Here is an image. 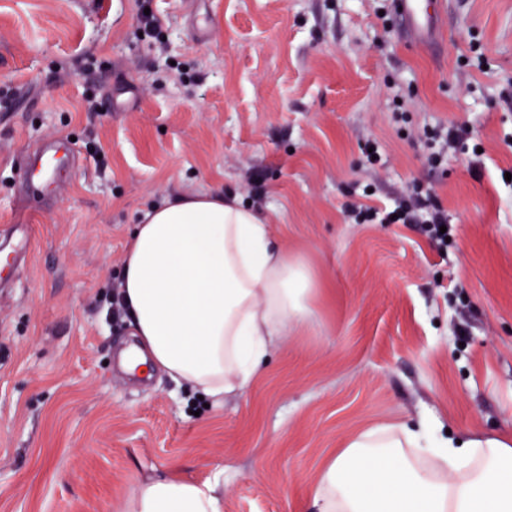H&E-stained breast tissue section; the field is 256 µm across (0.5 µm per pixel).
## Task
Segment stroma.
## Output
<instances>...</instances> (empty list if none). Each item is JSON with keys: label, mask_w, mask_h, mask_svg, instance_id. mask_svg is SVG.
<instances>
[{"label": "stroma", "mask_w": 512, "mask_h": 512, "mask_svg": "<svg viewBox=\"0 0 512 512\" xmlns=\"http://www.w3.org/2000/svg\"><path fill=\"white\" fill-rule=\"evenodd\" d=\"M391 4L151 0L146 36L140 0H0V227L33 235L0 295V512H120L155 474L218 478L222 512H309L359 429L512 432V0H447L435 53L404 42ZM476 49L487 70L465 64ZM450 122L482 151L431 168L409 132ZM62 138L80 168L30 200L28 155ZM415 179L448 212L447 249L349 217ZM182 191L255 208L316 288L220 404L126 372L133 329L107 314L140 215Z\"/></svg>", "instance_id": "1"}]
</instances>
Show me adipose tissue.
<instances>
[{
  "mask_svg": "<svg viewBox=\"0 0 512 512\" xmlns=\"http://www.w3.org/2000/svg\"><path fill=\"white\" fill-rule=\"evenodd\" d=\"M309 267L256 210L185 192L146 210L119 290L141 360L213 398L239 393L310 313ZM217 481L156 477L123 512H222ZM314 512H512V433L439 436L430 419L348 436L321 466Z\"/></svg>",
  "mask_w": 512,
  "mask_h": 512,
  "instance_id": "ef3b65f1",
  "label": "adipose tissue"
}]
</instances>
